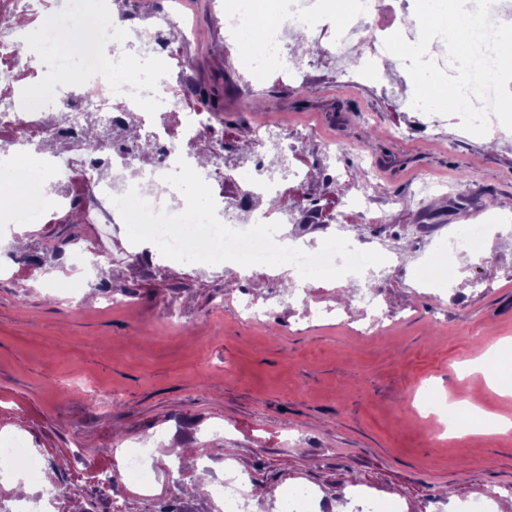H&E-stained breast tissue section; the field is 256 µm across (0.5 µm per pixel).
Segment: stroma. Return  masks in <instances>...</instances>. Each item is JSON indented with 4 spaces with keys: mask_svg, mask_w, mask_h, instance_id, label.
Wrapping results in <instances>:
<instances>
[{
    "mask_svg": "<svg viewBox=\"0 0 512 512\" xmlns=\"http://www.w3.org/2000/svg\"><path fill=\"white\" fill-rule=\"evenodd\" d=\"M184 9L199 29L181 47L186 70L193 85L218 86L224 104L191 152L230 192L250 166L240 149L249 127L283 125L307 160L306 201L345 200L369 184L380 220L347 209L338 221L393 257L391 275L373 283L390 318L368 337L333 320L304 321V309L326 305L358 314L361 283L312 281L293 292L283 286L286 271L266 269L256 274L257 297L275 293L282 303L264 321L246 320L236 305L238 265L128 259L120 224L112 227L116 276L105 282L95 272L81 287L52 247L86 236L85 225L61 212L0 224V426L24 434L46 460V488L66 487L56 512H90L104 498L115 512H157L173 500L224 512L223 499L196 492L216 474L266 505L272 487L309 485L350 512L355 484L399 512L512 503V430L476 426L451 436L421 407L433 393L512 418V398L482 373L461 372L512 340V251L496 243L512 237V132L489 140L461 129L456 116L419 124L400 60L365 85L342 83L333 0L307 36L309 49L288 53L301 73L294 85L287 70L256 76L241 61L224 30L223 0H184ZM229 126L236 135L226 145ZM328 156L348 166L347 181L323 179ZM423 173L440 187L419 201L412 189ZM484 212L496 217L493 260L462 255L453 286L421 285L423 256ZM25 253L45 268L41 283L31 281ZM104 283L115 296L130 294V304L102 305ZM129 448L149 451L151 503L100 482L105 473L121 478ZM77 452L88 467L71 468Z\"/></svg>",
    "mask_w": 512,
    "mask_h": 512,
    "instance_id": "obj_1",
    "label": "stroma"
}]
</instances>
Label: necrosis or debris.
<instances>
[{
  "label": "necrosis or debris",
  "instance_id": "1",
  "mask_svg": "<svg viewBox=\"0 0 512 512\" xmlns=\"http://www.w3.org/2000/svg\"><path fill=\"white\" fill-rule=\"evenodd\" d=\"M273 2L268 12L263 11L262 0H230L224 9V25L236 39H245L254 26L264 25L266 46L255 60L254 68L266 74L277 70L284 59L290 30L316 25L321 0ZM385 14L384 0H355L351 14L337 18L336 47L343 57L355 61L348 75L350 81L377 75L381 62L389 57L384 47L387 36L398 32L408 42L418 41L420 29L415 18L404 13L398 20L388 22ZM19 17L47 22L60 20L72 32L93 27L103 32L105 42L88 44L78 58L57 56L56 81L49 84L48 107L41 111L34 110L30 104L25 74L12 66L0 68V128L13 133V178L26 189L21 203L10 210L9 220L27 224L52 209L78 208L81 223L97 229L91 240L93 249L100 255H109V231L121 218L112 199L137 187L139 182L138 175L129 171L130 146L113 137L116 119L135 115L146 127L147 136L157 150L156 163L149 173L155 180L171 172L179 157L167 127L156 125V115L174 117L179 135L187 142L200 138L212 127L210 113L186 110L183 87L155 68L156 63L171 58L168 29L180 27L187 41L196 31L181 27L178 13L171 6L154 14L152 32L144 42L130 17L113 16L108 0H100L96 14L89 17L64 11L62 0H9L0 9L1 55L13 53L23 40L24 33L15 23ZM73 71L81 73L83 84L91 89L90 94L62 85V77ZM92 115L104 117L103 133L111 139V149L103 153L92 148L84 151L80 168L86 192L82 197L64 191L49 196L44 186L30 180L31 160L26 150L30 136L49 132L66 141H82L86 121ZM276 188V182L247 178L234 193L215 194L219 220L229 227L240 228L239 213L253 199L273 193ZM0 457L18 468L31 488H40L44 462L29 450L24 438L1 430Z\"/></svg>",
  "mask_w": 512,
  "mask_h": 512
}]
</instances>
